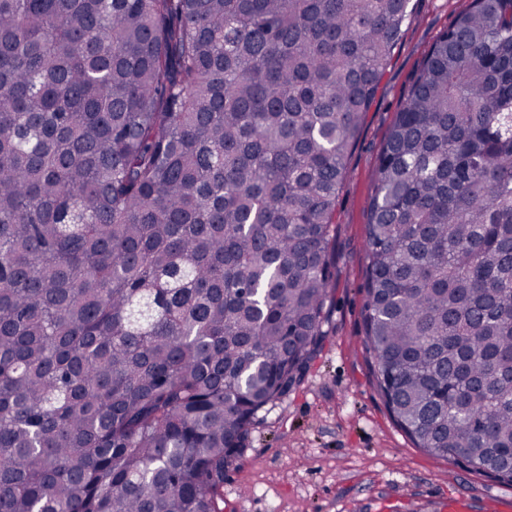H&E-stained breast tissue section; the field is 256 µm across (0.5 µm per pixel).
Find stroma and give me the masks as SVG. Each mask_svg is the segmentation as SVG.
Returning <instances> with one entry per match:
<instances>
[{
    "mask_svg": "<svg viewBox=\"0 0 512 512\" xmlns=\"http://www.w3.org/2000/svg\"><path fill=\"white\" fill-rule=\"evenodd\" d=\"M406 25L348 159L333 228L326 335L299 385L256 416L224 478V512H465L512 507V485L432 457L401 430L363 345L372 175L422 60L470 0H411Z\"/></svg>",
    "mask_w": 512,
    "mask_h": 512,
    "instance_id": "1",
    "label": "stroma"
}]
</instances>
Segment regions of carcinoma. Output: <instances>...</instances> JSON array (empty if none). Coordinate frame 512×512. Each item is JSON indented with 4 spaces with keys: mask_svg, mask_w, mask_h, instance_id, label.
Instances as JSON below:
<instances>
[{
    "mask_svg": "<svg viewBox=\"0 0 512 512\" xmlns=\"http://www.w3.org/2000/svg\"><path fill=\"white\" fill-rule=\"evenodd\" d=\"M410 0H0V512H224L328 322ZM398 426L512 484V0L429 49L373 175Z\"/></svg>",
    "mask_w": 512,
    "mask_h": 512,
    "instance_id": "cac0c4a2",
    "label": "carcinoma"
}]
</instances>
